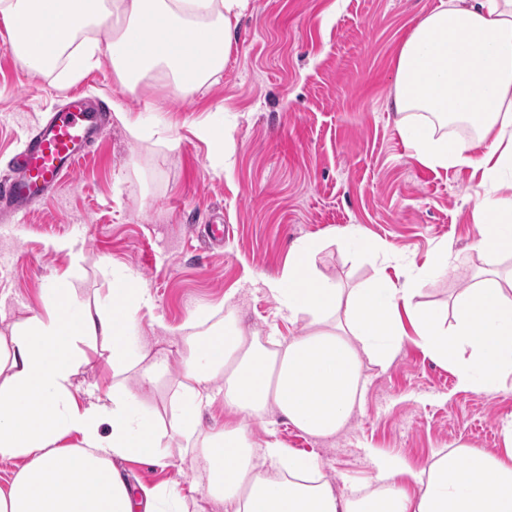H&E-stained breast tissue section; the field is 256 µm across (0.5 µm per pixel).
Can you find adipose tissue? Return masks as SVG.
<instances>
[{"label": "adipose tissue", "instance_id": "ef3b65f1", "mask_svg": "<svg viewBox=\"0 0 512 512\" xmlns=\"http://www.w3.org/2000/svg\"><path fill=\"white\" fill-rule=\"evenodd\" d=\"M250 8L251 0H0V19L31 74L56 71L71 82L107 59L125 92L160 79L187 95L222 75ZM393 105L417 161L480 172L474 250L512 253V179L502 178L512 172V0H441L399 48ZM456 120L476 135L444 133ZM321 248L302 240L284 272L264 282L308 331L282 340L233 324L190 341L166 425L141 410L140 391L158 383L168 360L146 359L130 345L139 312L153 306L138 277L112 279L108 312L77 305L68 275L54 277L42 311L13 325L0 358V461L22 463L0 489V512H179L185 497L203 492L196 482L136 489L113 465L159 461L173 443L205 456L203 493L224 512H512L511 418L501 426V455L461 445L435 452L418 471L382 457L366 494L316 482L317 462L278 441L253 448L243 419L273 411L313 437L341 431L362 400L365 364L388 367L412 332L426 357L453 369L459 388L495 392L512 376V272L482 271L447 314L419 298L433 273L454 261L451 248L402 284L384 277L366 288L323 277L313 262ZM97 339L113 377L83 396L73 377L84 343ZM131 370L134 390L121 380ZM218 377L233 418L207 431L202 411ZM71 436L77 445H68ZM269 465L277 477L267 475Z\"/></svg>", "mask_w": 512, "mask_h": 512}]
</instances>
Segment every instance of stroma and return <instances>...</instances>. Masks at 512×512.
<instances>
[{"label":"stroma","mask_w":512,"mask_h":512,"mask_svg":"<svg viewBox=\"0 0 512 512\" xmlns=\"http://www.w3.org/2000/svg\"><path fill=\"white\" fill-rule=\"evenodd\" d=\"M439 2L254 0L218 82L189 96L160 82L124 94L107 61L75 81L86 99L120 101L160 131L135 139L113 122L56 195L0 226V335L41 311L57 274L69 273L76 302L92 305L105 302L112 275L135 273L154 307L140 312L132 342L169 360L142 410L165 418L191 316L207 313L208 330L232 317L263 335L306 332L307 321L288 320L264 285L303 239L322 241L316 267L345 288L383 276L398 284L410 274L379 253L354 251L350 235L386 243L419 267L451 247L456 261L420 299L428 307L451 305L483 270H512V256L472 248L479 175L421 164L395 127L397 49ZM65 95L56 74L35 76L16 62L0 21V179L45 108ZM203 124L232 127L229 168L216 170L197 135ZM213 224L224 227L217 244L207 236ZM364 374L363 403L336 435L314 438L273 414L247 420L251 441L260 447L273 438L313 456L336 490L364 483L381 455L418 470L435 451L460 444L501 453L512 390L459 389L451 367L411 342L389 367L368 365ZM121 468L133 486L208 482L197 454Z\"/></svg>","instance_id":"obj_1"}]
</instances>
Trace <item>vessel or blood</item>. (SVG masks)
I'll use <instances>...</instances> for the list:
<instances>
[{"mask_svg": "<svg viewBox=\"0 0 512 512\" xmlns=\"http://www.w3.org/2000/svg\"><path fill=\"white\" fill-rule=\"evenodd\" d=\"M108 111L106 102L73 99L49 112L18 156L16 176L0 191V214L19 216L55 194L89 147L108 132Z\"/></svg>", "mask_w": 512, "mask_h": 512, "instance_id": "1", "label": "vessel or blood"}]
</instances>
